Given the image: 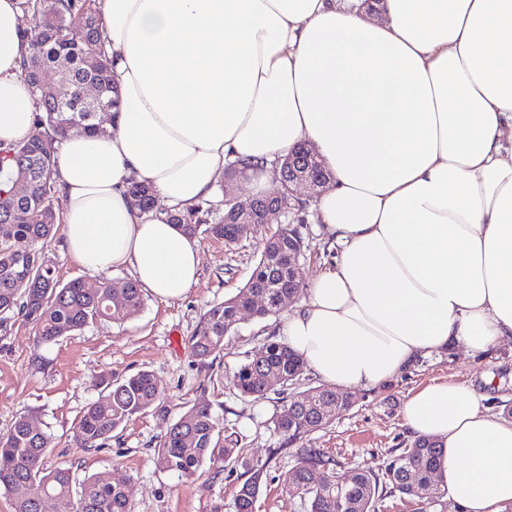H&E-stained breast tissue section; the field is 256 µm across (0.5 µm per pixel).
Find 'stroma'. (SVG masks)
<instances>
[{
	"label": "stroma",
	"instance_id": "obj_1",
	"mask_svg": "<svg viewBox=\"0 0 512 512\" xmlns=\"http://www.w3.org/2000/svg\"><path fill=\"white\" fill-rule=\"evenodd\" d=\"M313 204L305 196L291 200L289 213L281 219L285 225L296 223L304 241L299 277L305 284L336 253ZM201 206L206 224L194 237L201 256L199 280L182 299L165 302L144 293V306L131 319L96 321L52 344L38 343L33 325L19 315L0 327V434L19 415L32 416L53 439L50 465L72 468L80 479L110 473L123 485L135 512H232L242 467L205 469L190 479L158 469L154 450L168 422L155 411L132 417L103 447L88 449L82 444L76 423L85 407L98 399L102 378L119 379L145 370L153 374L171 416L194 403H209L220 418L223 435L237 439L250 459L267 462V483L256 512H307L288 492L297 449H322L346 470H381L410 441L403 406L411 390L435 379L468 382L484 395L492 412L503 416L512 409V344L475 356L451 346L421 355L382 386L350 389L353 405L348 411L327 427L302 435L296 444H285L272 423L285 404L281 395L272 392L258 400L235 388V375L247 358L266 343L282 341L281 317L260 320L243 315L226 334L223 351L205 360L195 357L190 347L204 314L247 283L270 228L254 225L250 234L229 245L206 229L223 213V186H216ZM44 251L67 281L79 278L95 288L104 283L118 286L132 278L127 269L105 276L85 269L69 255L59 231Z\"/></svg>",
	"mask_w": 512,
	"mask_h": 512
}]
</instances>
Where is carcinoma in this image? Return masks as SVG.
<instances>
[{
	"label": "carcinoma",
	"instance_id": "cac0c4a2",
	"mask_svg": "<svg viewBox=\"0 0 512 512\" xmlns=\"http://www.w3.org/2000/svg\"><path fill=\"white\" fill-rule=\"evenodd\" d=\"M22 8L40 15L38 29L25 32L28 55L21 76L35 101L36 119L30 135L18 144L0 146V324L19 312L35 325L42 343H55L79 332L95 320L123 322L144 305L141 288L125 282L116 294L106 288H87L73 279L63 282L57 268L39 245L45 243L60 222L58 198V147L63 139L98 132L97 118L81 111L84 91L97 87L101 109L120 112L121 100L112 86L110 61L100 31L97 0H23ZM48 70L60 72L65 95L43 83ZM27 184L21 195L14 191L18 180ZM129 193L145 212L153 204L151 192L136 183ZM193 208L169 215L172 223L189 236L197 231ZM249 224L219 221L209 226L213 236L229 242L250 231ZM303 255V240L290 228L280 227L265 241L260 260L248 282L235 296L207 311L191 338L194 355L205 360L224 349V336L249 312L263 319L276 316L288 298L299 296L292 267ZM305 371L303 360L285 343H269L244 363L236 374V388L249 397L264 398L274 387L284 391L296 384ZM161 391L148 371L105 382L103 394L89 404L77 422L78 434L87 448H97L112 432L134 415L160 408ZM351 401L322 385L292 393L287 408L276 415L275 429L288 443L330 424L349 410ZM219 418L207 403H197L179 414L155 454L156 467L181 477H192L206 465H239L248 478L233 500V512H255L266 480V465L253 462L234 447L230 437L219 445ZM51 437L21 415L0 435V492L12 501L13 512H40L31 494L36 483L53 498L57 512H134L122 485L106 473L81 481L73 470L46 467ZM442 448L433 437H418L402 449L378 474L370 468L345 471L346 480L336 484V463L317 448H300L291 470L290 493L308 503V512H376L379 486L384 484L405 496L413 485L430 490L431 502L446 494L435 479Z\"/></svg>",
	"mask_w": 512,
	"mask_h": 512
}]
</instances>
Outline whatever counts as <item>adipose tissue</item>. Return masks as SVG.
<instances>
[{
	"mask_svg": "<svg viewBox=\"0 0 512 512\" xmlns=\"http://www.w3.org/2000/svg\"><path fill=\"white\" fill-rule=\"evenodd\" d=\"M121 110L59 148L67 248L130 269L158 299L198 281L168 212L226 166L265 186L300 142L330 182L317 219L338 246L283 334L324 384L371 389L422 353L512 342V0H99ZM21 0H0V142L32 131ZM150 189L146 213L129 194ZM403 422L443 446L463 512H512V421L472 385L414 390Z\"/></svg>",
	"mask_w": 512,
	"mask_h": 512,
	"instance_id": "ef3b65f1",
	"label": "adipose tissue"
}]
</instances>
